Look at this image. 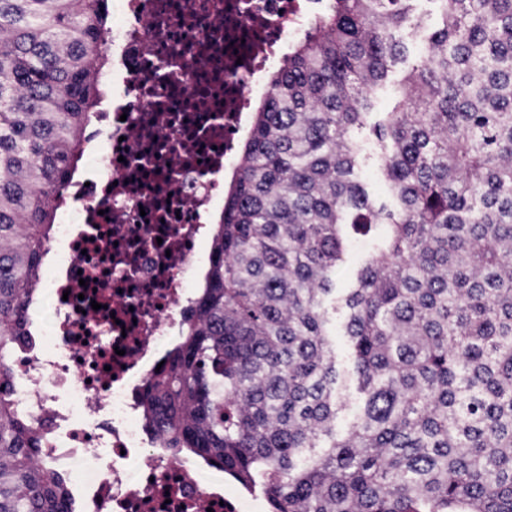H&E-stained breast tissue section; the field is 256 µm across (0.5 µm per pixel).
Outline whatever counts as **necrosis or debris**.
Here are the masks:
<instances>
[{
    "label": "necrosis or debris",
    "mask_w": 512,
    "mask_h": 512,
    "mask_svg": "<svg viewBox=\"0 0 512 512\" xmlns=\"http://www.w3.org/2000/svg\"><path fill=\"white\" fill-rule=\"evenodd\" d=\"M308 14L299 0H117L110 88L93 151L56 197L45 258L58 278L27 306L13 400L38 422L74 512H237L206 469L162 453L144 382L183 328L224 172L263 69Z\"/></svg>",
    "instance_id": "1"
}]
</instances>
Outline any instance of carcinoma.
I'll list each match as a JSON object with an SVG mask.
<instances>
[{
    "label": "carcinoma",
    "instance_id": "obj_1",
    "mask_svg": "<svg viewBox=\"0 0 512 512\" xmlns=\"http://www.w3.org/2000/svg\"><path fill=\"white\" fill-rule=\"evenodd\" d=\"M414 2L324 0L288 43L192 318L146 380L159 446L268 512H512V0H432L440 26L393 85ZM109 16L107 0H0V512H72L11 356L102 102ZM372 157L388 204L358 177ZM360 241L342 370L333 272Z\"/></svg>",
    "mask_w": 512,
    "mask_h": 512
}]
</instances>
